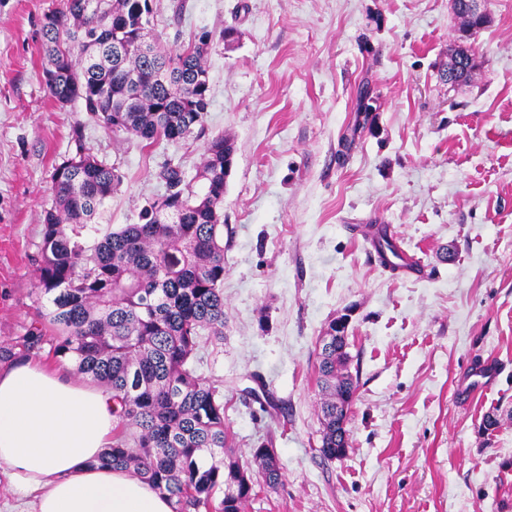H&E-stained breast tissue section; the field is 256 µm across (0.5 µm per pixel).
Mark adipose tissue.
Returning <instances> with one entry per match:
<instances>
[{"instance_id":"obj_1","label":"adipose tissue","mask_w":512,"mask_h":512,"mask_svg":"<svg viewBox=\"0 0 512 512\" xmlns=\"http://www.w3.org/2000/svg\"><path fill=\"white\" fill-rule=\"evenodd\" d=\"M116 427L111 393L67 366L0 370V474L34 512H173L150 484L97 465Z\"/></svg>"}]
</instances>
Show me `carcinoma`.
<instances>
[{
	"label": "carcinoma",
	"mask_w": 512,
	"mask_h": 512,
	"mask_svg": "<svg viewBox=\"0 0 512 512\" xmlns=\"http://www.w3.org/2000/svg\"><path fill=\"white\" fill-rule=\"evenodd\" d=\"M136 0H65L44 16L49 66L45 85L62 105L82 100L114 131L155 145L177 143L202 125L209 89L186 74L208 79L203 48L170 57L155 45H135ZM125 14L127 30L112 27ZM127 46L115 55L112 45ZM183 63L165 83L154 73ZM233 138L219 135L206 147L199 173L203 190L178 165L159 173L170 196L169 218L151 203L140 223L101 231L94 224L121 182L116 169L82 149L52 176L53 202L43 217L36 268V323L28 343L50 345L75 374L112 392L119 425L112 447L98 458L167 495L174 512H243L254 493L252 471L275 489L281 467L272 442L250 450L242 465L231 450L224 393L196 375L192 365L201 336L224 339V152ZM326 399L321 405L320 452L333 460L348 442L336 427V408L352 403L357 381L350 353H320Z\"/></svg>",
	"instance_id": "obj_1"
}]
</instances>
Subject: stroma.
I'll return each instance as SVG.
<instances>
[{"label":"stroma","mask_w":512,"mask_h":512,"mask_svg":"<svg viewBox=\"0 0 512 512\" xmlns=\"http://www.w3.org/2000/svg\"><path fill=\"white\" fill-rule=\"evenodd\" d=\"M63 6L0 0V366L54 361L26 336L55 167L80 148L115 167L99 226L116 230L164 193L166 162L193 176L228 135L227 323L193 365L224 394L240 463L266 440L279 455L281 483L256 484L244 512H512V0H488L468 37L452 0H151L163 53L213 37L202 132L153 147L50 96L41 24ZM459 46L476 67L452 83ZM374 224L421 276L380 262ZM343 312L358 387L328 461L318 339ZM487 357L492 391L458 399Z\"/></svg>","instance_id":"35a3bbf8"}]
</instances>
